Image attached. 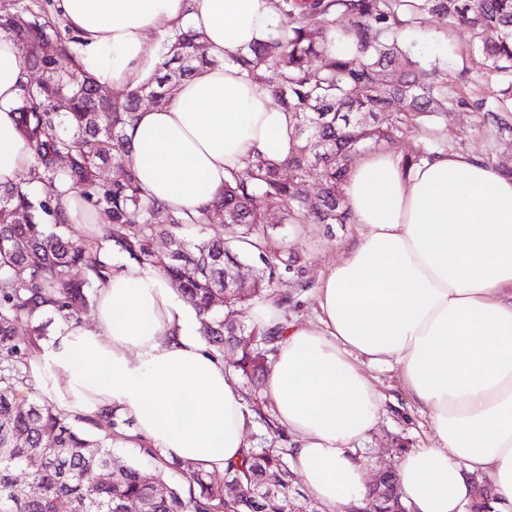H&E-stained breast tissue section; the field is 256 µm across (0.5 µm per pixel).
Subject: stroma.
Segmentation results:
<instances>
[{
	"instance_id": "1",
	"label": "stroma",
	"mask_w": 512,
	"mask_h": 512,
	"mask_svg": "<svg viewBox=\"0 0 512 512\" xmlns=\"http://www.w3.org/2000/svg\"><path fill=\"white\" fill-rule=\"evenodd\" d=\"M415 36L425 56L439 60L444 66L449 85L461 95L476 99L497 94L498 83L466 38H449L432 19L427 20ZM505 120L507 129L498 131L483 126L481 113L466 108L450 111L434 120L436 143L446 152L473 153L498 168H512V113L507 114ZM268 223L277 243L300 256L298 266L283 273L278 284L279 291L290 296L288 306L282 309L283 315L291 321L316 323L320 280L346 256L363 227L354 223L291 224L277 210L269 213ZM362 370L381 396L379 420L356 450L357 458L366 465L365 479L370 482L378 469H398L405 455L429 446L434 439V429L428 409L409 397L396 369L366 364ZM245 407L252 416L245 436L248 447H297L299 439L287 427L267 428L266 419L275 416L269 399H251L246 401Z\"/></svg>"
}]
</instances>
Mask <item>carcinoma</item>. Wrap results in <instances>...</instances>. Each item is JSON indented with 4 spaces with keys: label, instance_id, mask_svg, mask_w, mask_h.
I'll list each match as a JSON object with an SVG mask.
<instances>
[{
    "label": "carcinoma",
    "instance_id": "1",
    "mask_svg": "<svg viewBox=\"0 0 512 512\" xmlns=\"http://www.w3.org/2000/svg\"><path fill=\"white\" fill-rule=\"evenodd\" d=\"M277 21L266 39L227 59L259 88L268 90L294 120L288 158L258 153L224 180L214 202L195 210L160 204L141 186L126 162V126L150 95L164 104L198 68L213 63L201 33L177 28L166 39L160 64L146 82L124 91L107 105L99 85L75 60L77 38L52 36L36 15L0 13V30L27 44L24 69L39 72L23 85L17 107L18 131L36 163L24 185L0 188V512H290L294 489L289 448H248L238 463L217 475L193 470L189 491L167 484L162 470L149 472L126 464L112 467L118 418L105 415L108 431L94 436L75 426L69 415L43 396L21 404L31 390L28 365L45 335L44 318L78 325L89 303L85 286L105 281L112 267L99 260L98 240L73 241L46 233V225L65 224L59 205L64 188L84 195L108 228L109 238L141 267L156 270L195 311L198 332L221 353L235 336H253L257 345L241 352L233 368L260 388L282 339V327L246 323L245 298L224 292V274L246 259L263 265L258 299L290 298L276 290L282 272L299 255L279 246L266 226L278 209L290 224H346L350 212L343 186L358 157L393 149L398 137L422 118L453 108L484 112L494 127L512 100V0H273ZM426 16L442 28L469 37L500 86V99L469 103L448 94V80L424 63L417 43L402 31L421 27ZM348 40L355 51L336 55L328 43ZM436 154L423 142L402 156L412 168ZM62 155L66 165L58 163ZM113 161L121 178L106 180L101 165ZM320 169L318 203L308 204L305 185L311 168ZM41 187L39 197L28 186ZM165 213L166 223H155ZM226 224L240 234L224 239ZM203 234L197 241L187 232ZM169 248L158 253L154 238ZM80 269L85 281L69 272ZM227 313L236 324H224ZM25 326L29 335H17ZM281 476L279 488L263 496L268 473ZM236 488L224 499V487Z\"/></svg>",
    "mask_w": 512,
    "mask_h": 512
}]
</instances>
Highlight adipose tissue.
I'll return each instance as SVG.
<instances>
[{"instance_id": "obj_1", "label": "adipose tissue", "mask_w": 512, "mask_h": 512, "mask_svg": "<svg viewBox=\"0 0 512 512\" xmlns=\"http://www.w3.org/2000/svg\"><path fill=\"white\" fill-rule=\"evenodd\" d=\"M55 3L81 39V68L110 90L155 72L162 28L203 33L212 64L165 105L139 109L125 131L128 161L159 201L207 204L256 152L287 158L291 116L224 62L266 38L271 0ZM26 80L17 41L0 32L2 187L34 163L17 130ZM344 192L366 231L322 277L317 325L286 321L271 299L251 313L258 326L284 329L266 394L300 438L293 455L309 496L326 512L364 507L354 451L376 424L379 396L360 364L391 361L435 431L398 472L414 512H462L476 478L491 485L494 512H512V174L462 152L406 171L384 151L357 162ZM29 375L73 416L132 419L136 440L169 462L220 472L245 446L250 417L235 376L166 278L134 263L98 287L93 324L61 326Z\"/></svg>"}]
</instances>
